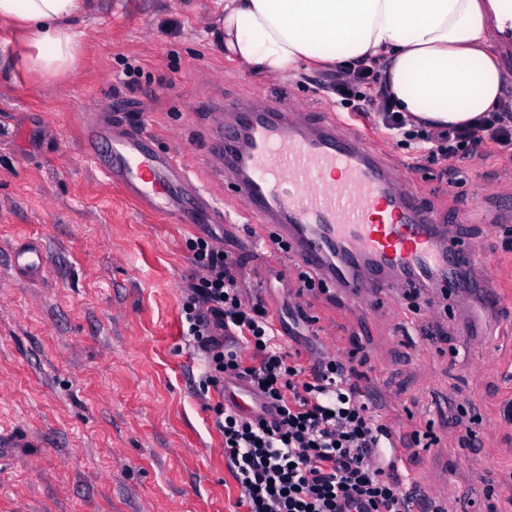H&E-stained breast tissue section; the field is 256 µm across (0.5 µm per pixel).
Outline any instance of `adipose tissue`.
Wrapping results in <instances>:
<instances>
[{
  "mask_svg": "<svg viewBox=\"0 0 512 512\" xmlns=\"http://www.w3.org/2000/svg\"><path fill=\"white\" fill-rule=\"evenodd\" d=\"M96 0H0V23L28 30L16 65L56 77L81 53L76 28ZM512 27V0H224L216 37L227 53L268 76L305 64L383 62L399 110L432 127L467 126L501 103L506 76L493 32Z\"/></svg>",
  "mask_w": 512,
  "mask_h": 512,
  "instance_id": "adipose-tissue-1",
  "label": "adipose tissue"
}]
</instances>
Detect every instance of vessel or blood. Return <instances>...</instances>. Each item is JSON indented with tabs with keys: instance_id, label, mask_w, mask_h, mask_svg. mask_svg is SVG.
I'll list each match as a JSON object with an SVG mask.
<instances>
[{
	"instance_id": "1",
	"label": "vessel or blood",
	"mask_w": 512,
	"mask_h": 512,
	"mask_svg": "<svg viewBox=\"0 0 512 512\" xmlns=\"http://www.w3.org/2000/svg\"><path fill=\"white\" fill-rule=\"evenodd\" d=\"M224 109L234 119L209 156L206 183L174 152L155 151L143 130L86 120L82 154L140 207L172 224L223 223L213 187L233 180L242 219L266 225L291 260L364 305L415 288L435 271L456 289L457 270L478 267L475 255L442 243V227L353 127L314 120L307 109L234 100ZM46 267L39 243L14 246L11 270L19 281L40 280Z\"/></svg>"
}]
</instances>
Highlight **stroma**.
Masks as SVG:
<instances>
[{
	"label": "stroma",
	"instance_id": "stroma-1",
	"mask_svg": "<svg viewBox=\"0 0 512 512\" xmlns=\"http://www.w3.org/2000/svg\"><path fill=\"white\" fill-rule=\"evenodd\" d=\"M219 0H97L79 25L73 73L0 76V512H245L224 459L202 362L182 332L190 242L213 233L242 262L238 284L274 316L302 305L331 340L360 349L372 385L396 402L386 421L419 444L404 467L441 512H512V155L462 162L456 183L371 129L366 146L407 180L459 249L479 252L502 292L475 303L432 293L361 308L345 295H299V268L259 224H239L223 186L221 224H172L142 210L79 151L85 118L148 128L207 180L214 113L227 100L292 102L342 119L322 70L271 77L241 65L213 31ZM39 240L46 276L24 284L13 244ZM482 336H473L474 327ZM482 447H460L464 429Z\"/></svg>",
	"mask_w": 512,
	"mask_h": 512
}]
</instances>
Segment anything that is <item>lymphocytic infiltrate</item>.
Here are the masks:
<instances>
[{"label":"lymphocytic infiltrate","mask_w":512,"mask_h":512,"mask_svg":"<svg viewBox=\"0 0 512 512\" xmlns=\"http://www.w3.org/2000/svg\"><path fill=\"white\" fill-rule=\"evenodd\" d=\"M346 111L376 114L388 135L418 143L420 161L512 150V106L459 129L431 131L395 108L372 60L330 75ZM194 272L181 321L203 356L201 385L245 384L258 401L245 414L216 406L224 457L246 512H405L400 465L383 460L394 435L363 397L368 375L352 357L287 349L261 299L247 298L237 268L211 237L190 243Z\"/></svg>","instance_id":"1"}]
</instances>
